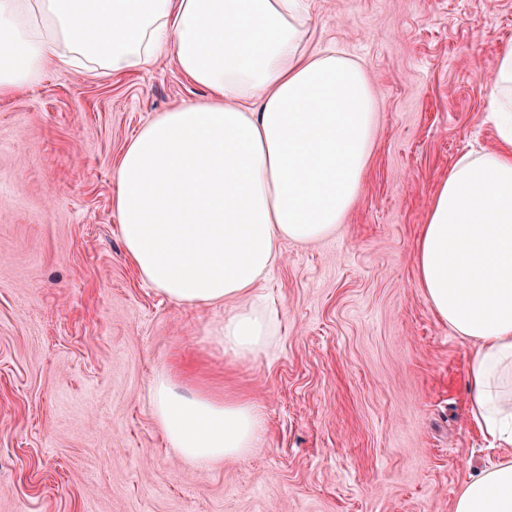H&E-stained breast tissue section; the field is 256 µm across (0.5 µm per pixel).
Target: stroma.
I'll return each instance as SVG.
<instances>
[{
    "instance_id": "obj_1",
    "label": "stroma",
    "mask_w": 512,
    "mask_h": 512,
    "mask_svg": "<svg viewBox=\"0 0 512 512\" xmlns=\"http://www.w3.org/2000/svg\"><path fill=\"white\" fill-rule=\"evenodd\" d=\"M307 25L362 62L375 141L336 234L284 242L258 283L279 332L256 356L210 335L231 304L140 277L112 204L127 142L206 90L165 56L0 99V512H451L505 460L468 417L473 346L433 315L415 251L439 182L495 144L485 85L512 0H308ZM162 372L253 401L262 447L187 465L152 410Z\"/></svg>"
}]
</instances>
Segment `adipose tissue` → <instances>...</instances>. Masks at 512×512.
<instances>
[{
	"label": "adipose tissue",
	"instance_id": "obj_1",
	"mask_svg": "<svg viewBox=\"0 0 512 512\" xmlns=\"http://www.w3.org/2000/svg\"><path fill=\"white\" fill-rule=\"evenodd\" d=\"M305 0H0V96L48 68L131 73L161 52L208 91L144 124L114 172L127 255L179 305L237 301L216 330L235 356L266 352L275 312L255 292L283 242L335 232L371 157L374 102L347 52L310 49ZM497 145L439 182L415 252L433 314L474 351L468 413L512 448V41L487 86ZM151 403L196 467L260 447L249 402L185 393L163 375ZM452 512H512V460L470 476Z\"/></svg>",
	"mask_w": 512,
	"mask_h": 512
}]
</instances>
